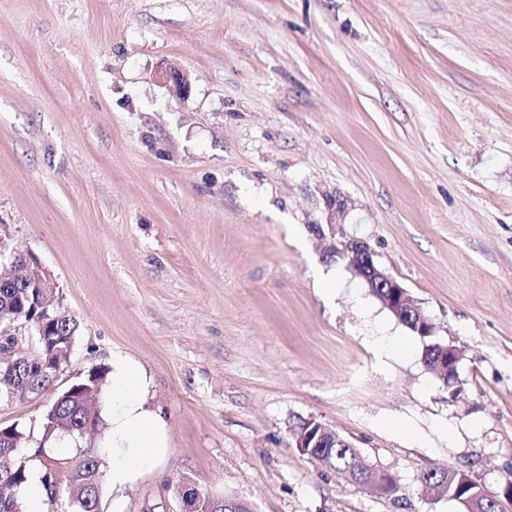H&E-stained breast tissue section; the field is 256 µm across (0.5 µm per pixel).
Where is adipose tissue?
Masks as SVG:
<instances>
[{
	"label": "adipose tissue",
	"instance_id": "obj_1",
	"mask_svg": "<svg viewBox=\"0 0 512 512\" xmlns=\"http://www.w3.org/2000/svg\"><path fill=\"white\" fill-rule=\"evenodd\" d=\"M151 386L140 364L126 357L113 358L110 386L103 398L105 425L100 441L110 451L113 491L133 485L167 456L168 429L149 403Z\"/></svg>",
	"mask_w": 512,
	"mask_h": 512
}]
</instances>
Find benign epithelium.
Segmentation results:
<instances>
[{"instance_id": "obj_1", "label": "benign epithelium", "mask_w": 512, "mask_h": 512, "mask_svg": "<svg viewBox=\"0 0 512 512\" xmlns=\"http://www.w3.org/2000/svg\"><path fill=\"white\" fill-rule=\"evenodd\" d=\"M161 79L165 86L176 93L188 90V76L179 69L171 68L162 72ZM334 253L347 261V265L363 279L372 294L400 323L410 328L411 332L417 336L434 335L435 325L431 318L412 301L408 290L397 277L374 262L373 254L364 242L352 240L343 247L334 249ZM12 259L13 262L24 265L27 276L32 282L44 289L46 293L55 295L58 288L56 278L42 263H35L31 256L21 253L12 255ZM460 359L461 353L456 346L447 344L440 347L439 354L433 363L434 373L444 381L449 379L452 384H457ZM327 440L342 448L352 447V444L342 438L335 429L312 418L307 420L304 428L295 434V448L300 454L314 459L324 448ZM176 493L181 503L180 512H198L202 492L194 481L182 480Z\"/></svg>"}]
</instances>
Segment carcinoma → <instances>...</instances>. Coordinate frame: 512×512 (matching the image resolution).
Listing matches in <instances>:
<instances>
[{"mask_svg": "<svg viewBox=\"0 0 512 512\" xmlns=\"http://www.w3.org/2000/svg\"><path fill=\"white\" fill-rule=\"evenodd\" d=\"M18 322L27 323L36 340L44 345L53 336L68 340L62 357H68L73 346L76 323L61 308L59 302L48 298L39 288L20 281H13L0 270V328H9ZM15 339L11 335H0V349L5 358H0V398L12 393L40 394L55 382L52 376H44L33 368V358L14 353ZM108 369L97 367L89 370L82 383L92 387L93 397L103 398L107 384ZM98 417L90 414L78 394L65 389L41 417L42 439L39 447L52 437H67L68 430L96 429ZM25 432L18 426L0 429V486L13 489L4 495L0 493V512H25V506L16 490L27 481L28 470L18 460L16 448L25 442ZM331 456L332 469L336 474L344 473L352 461L351 448H339L335 444L326 446ZM456 482L448 485V493L461 497L477 489L469 472L454 470ZM100 460L97 450L85 448L81 458L70 466L68 483L72 497L83 500L79 512H100Z\"/></svg>", "mask_w": 512, "mask_h": 512, "instance_id": "obj_1", "label": "carcinoma"}]
</instances>
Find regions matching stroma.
I'll list each match as a JSON object with an SVG mask.
<instances>
[{
	"label": "stroma",
	"instance_id": "stroma-1",
	"mask_svg": "<svg viewBox=\"0 0 512 512\" xmlns=\"http://www.w3.org/2000/svg\"><path fill=\"white\" fill-rule=\"evenodd\" d=\"M185 70L175 94L159 79ZM366 242L462 352L457 393L333 251ZM0 249L77 323L54 387L0 399L27 468L59 391L152 378L166 462L102 512H463L423 472L512 480V0H0ZM317 419L398 497L295 447ZM177 497L181 503L179 512H199L198 503L202 496L199 509L202 512H250L251 510L243 503L231 501L224 504V498L215 497L203 493L199 490L196 483L190 479H183L177 490ZM224 504V508L221 506Z\"/></svg>",
	"mask_w": 512,
	"mask_h": 512
}]
</instances>
